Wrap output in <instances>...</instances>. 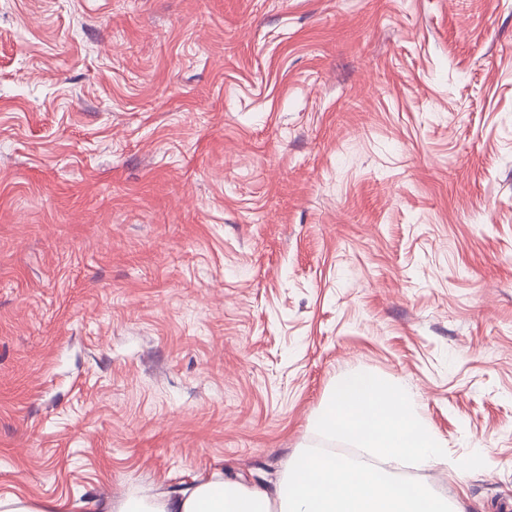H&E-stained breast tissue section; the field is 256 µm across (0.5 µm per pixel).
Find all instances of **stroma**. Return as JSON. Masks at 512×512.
<instances>
[{"instance_id": "35a3bbf8", "label": "stroma", "mask_w": 512, "mask_h": 512, "mask_svg": "<svg viewBox=\"0 0 512 512\" xmlns=\"http://www.w3.org/2000/svg\"><path fill=\"white\" fill-rule=\"evenodd\" d=\"M353 370L512 512V0H0V500L279 483Z\"/></svg>"}]
</instances>
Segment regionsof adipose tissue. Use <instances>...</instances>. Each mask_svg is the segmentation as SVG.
Returning <instances> with one entry per match:
<instances>
[{
	"label": "adipose tissue",
	"instance_id": "ef3b65f1",
	"mask_svg": "<svg viewBox=\"0 0 512 512\" xmlns=\"http://www.w3.org/2000/svg\"><path fill=\"white\" fill-rule=\"evenodd\" d=\"M322 431L353 440L367 455L424 463L445 459L433 427L404 386L380 376L352 372L340 377L328 405L317 419ZM287 512H447L446 498L427 486L405 483L368 463L322 453L296 459L286 483L236 486L204 482L191 493L157 495L153 500L129 498L119 512H273L274 503Z\"/></svg>",
	"mask_w": 512,
	"mask_h": 512
}]
</instances>
